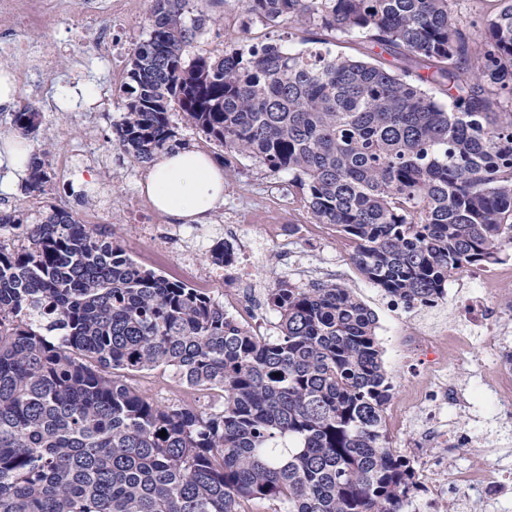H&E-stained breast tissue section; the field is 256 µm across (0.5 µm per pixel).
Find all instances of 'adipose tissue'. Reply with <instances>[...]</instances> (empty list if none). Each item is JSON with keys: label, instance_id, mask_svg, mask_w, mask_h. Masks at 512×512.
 <instances>
[{"label": "adipose tissue", "instance_id": "ef3b65f1", "mask_svg": "<svg viewBox=\"0 0 512 512\" xmlns=\"http://www.w3.org/2000/svg\"><path fill=\"white\" fill-rule=\"evenodd\" d=\"M140 190L173 220L205 224L224 204V169L209 153L169 149L150 167Z\"/></svg>", "mask_w": 512, "mask_h": 512}]
</instances>
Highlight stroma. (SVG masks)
Returning a JSON list of instances; mask_svg holds the SVG:
<instances>
[{
    "instance_id": "1",
    "label": "stroma",
    "mask_w": 512,
    "mask_h": 512,
    "mask_svg": "<svg viewBox=\"0 0 512 512\" xmlns=\"http://www.w3.org/2000/svg\"><path fill=\"white\" fill-rule=\"evenodd\" d=\"M206 9L210 19L188 48V56L223 53L225 41L236 35L245 20L241 0H209ZM80 70L84 89L105 94L107 103L101 111H45L44 94L31 87L16 91L15 100L19 103L27 100L43 107V123L36 138L51 140L55 155L66 154L72 143L85 141L94 153L92 160L70 167L66 178L56 179L49 195L34 197L20 191L9 195L10 204L31 216L38 215L49 203L66 206L79 220L122 244L139 265L160 271L168 278L195 284L196 276L181 264V255L195 251L198 264L209 265L212 247L224 240L225 224L247 207L267 206L286 188L287 174H272L244 156L226 159L223 147L201 131L181 125V116L176 113L172 120L180 125L178 146L197 148L224 161V205L213 214L201 242L194 232L169 217L154 222L148 214H132L131 200L140 197L139 184L147 168L132 162L122 150L108 145L113 126L122 117L124 98L120 88L125 78L108 73L91 59H86ZM277 221L306 227L305 232L295 238L286 260L280 257L278 243L265 237L259 223L241 228L240 246L250 247L255 253L249 275L251 287L263 293L278 278L300 286L332 280L351 288L375 314L385 367L395 386L393 401L406 409L410 420L403 435L391 437L392 448L413 462L442 459L452 467L482 466L491 462L488 448L493 443L512 448V408L502 406L491 413H470L465 409L466 403L475 400L476 372L491 374L499 360L500 348L512 351V299H495L488 310L492 325L502 330L498 346H491L488 337L478 335L468 348L452 346L448 349V376L443 382L449 394L448 408L442 415L445 428L451 433L470 427L479 430L478 437L465 444L461 451L451 453L441 442L426 437V415L414 405V390L418 383L428 381L429 372L417 356L404 350L403 342L412 329L437 334L472 315L471 300L478 293L472 269H465L449 280L448 295L439 306L410 310L395 303L358 272L350 259L349 242L333 230L310 229L309 215L294 208L282 210Z\"/></svg>"
}]
</instances>
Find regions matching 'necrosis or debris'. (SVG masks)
Wrapping results in <instances>:
<instances>
[{
  "label": "necrosis or debris",
  "instance_id": "obj_1",
  "mask_svg": "<svg viewBox=\"0 0 512 512\" xmlns=\"http://www.w3.org/2000/svg\"><path fill=\"white\" fill-rule=\"evenodd\" d=\"M131 0H0V28L13 31V38L0 42V59L12 61L9 79L16 89L34 86L36 78L51 77L59 57L71 55L74 45L89 46L94 57L107 64L112 73L123 65L124 49L110 37V30L130 24ZM64 20L72 31V43L33 42L31 30L51 20ZM492 335L493 330L483 319H471L468 324L449 330L447 337L425 333L408 342L429 372L442 376L448 365V348L467 346L478 334ZM421 479L433 497L447 491L467 498L471 495L492 498L495 492L512 480V471L494 462L482 467H434L422 471Z\"/></svg>",
  "mask_w": 512,
  "mask_h": 512
}]
</instances>
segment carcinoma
Returning <instances> with one entry per match:
<instances>
[{"label":"carcinoma","mask_w":512,"mask_h":512,"mask_svg":"<svg viewBox=\"0 0 512 512\" xmlns=\"http://www.w3.org/2000/svg\"><path fill=\"white\" fill-rule=\"evenodd\" d=\"M188 2L152 0L130 53L115 145L133 162L171 147L180 112L226 154L288 174L292 200L409 307L512 250V0H494L480 39L456 0H243L249 21L325 37L257 46L245 24L190 60L206 17ZM40 123L32 103L11 113L24 138ZM49 154L25 193L47 194ZM0 229L20 241L0 242V512H407L415 470L390 448L393 385L351 289L277 279V335L257 336L64 207L33 224L0 212ZM158 368L219 402L157 403L132 379Z\"/></svg>","instance_id":"1"}]
</instances>
